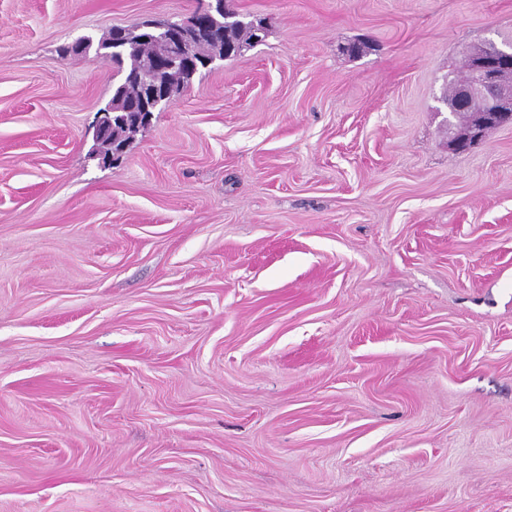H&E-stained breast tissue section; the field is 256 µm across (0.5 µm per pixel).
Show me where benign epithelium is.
Wrapping results in <instances>:
<instances>
[{
	"mask_svg": "<svg viewBox=\"0 0 512 512\" xmlns=\"http://www.w3.org/2000/svg\"><path fill=\"white\" fill-rule=\"evenodd\" d=\"M224 12V0H214L192 17L175 21L163 34V68L174 67L183 62L192 63L190 57L191 38L198 29V18ZM471 77L458 86L453 105L442 101L447 112H471L476 121L468 137L448 123V148L463 151L470 142L480 140L485 131L512 122V40L501 43L486 42L475 46L470 52ZM138 126L148 124L153 113L173 101V92L166 81L151 73L138 77Z\"/></svg>",
	"mask_w": 512,
	"mask_h": 512,
	"instance_id": "1",
	"label": "benign epithelium"
}]
</instances>
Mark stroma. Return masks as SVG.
I'll return each instance as SVG.
<instances>
[{
    "instance_id": "obj_1",
    "label": "stroma",
    "mask_w": 512,
    "mask_h": 512,
    "mask_svg": "<svg viewBox=\"0 0 512 512\" xmlns=\"http://www.w3.org/2000/svg\"><path fill=\"white\" fill-rule=\"evenodd\" d=\"M196 5L0 0V512H512V124L439 112L512 0H231L102 164L68 45ZM215 3H209L206 7L200 10L190 18L176 20L171 27L166 28L163 34L164 40V54H163V67L159 70L168 67H174L183 62L191 64L193 61L190 57L191 38L198 29V17L212 15L215 10L222 14H214L212 19H209L206 28L209 33L208 36L202 38H193L192 49L200 56H208L220 49L224 50V54L228 57H234L247 45L254 43V32L252 28V21L264 23L262 20H249L245 21L240 19L238 14L234 12L236 17L231 21L224 18V1L214 0Z\"/></svg>"
}]
</instances>
